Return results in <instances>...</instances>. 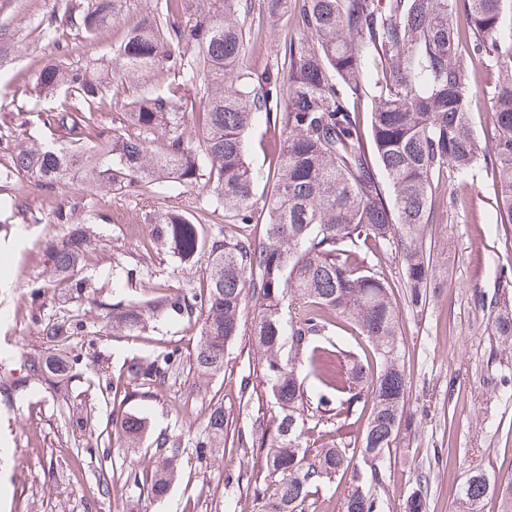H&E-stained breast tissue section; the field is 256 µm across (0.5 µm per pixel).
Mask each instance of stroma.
<instances>
[{"instance_id":"stroma-1","label":"stroma","mask_w":512,"mask_h":512,"mask_svg":"<svg viewBox=\"0 0 512 512\" xmlns=\"http://www.w3.org/2000/svg\"><path fill=\"white\" fill-rule=\"evenodd\" d=\"M163 0H122L117 21L87 40L77 30L46 39L42 31L62 0H0V114L27 112L36 107L29 91L45 65H76L88 59L105 63L126 30L143 16L159 10ZM244 26L263 44L249 53V70L262 71L274 60L275 49L295 31L289 23L270 28L250 14ZM453 198L445 201L428 236L434 255L435 279L424 309L400 301L402 360L409 386L408 404L414 422L386 460V478L378 490L386 512H401L400 504L416 487V473H425L428 493L425 512H459L458 491L474 467L495 475L512 473V350L498 351L491 317L476 300L512 298V224L496 221L497 190L485 164H477L468 179L455 181ZM95 208L107 214L94 225L96 245L87 253L85 272L92 290L136 296L127 287L125 270L139 262L148 233L144 215L152 201L144 197L98 198ZM55 219L42 193L26 187L18 206L0 208V370L25 376V361L48 355L30 319L32 308L46 315L66 316L67 306L52 294L32 298L28 283L45 276L44 250L55 239ZM203 260L185 261L167 248L144 263L150 282L181 288L196 287ZM196 331L175 320L157 322L142 337H70L80 361L69 383L70 401L57 399L44 386L32 383L0 396V512H259L246 487L232 477L246 467L239 448L197 461L194 437L203 426L212 398L224 404L235 425H250L253 414L271 413L270 397L262 386L241 393L242 377L258 374L261 357L247 337L227 349L223 375L203 382L190 394L183 378L152 399L134 400L130 411L146 417L151 431L181 435L185 463L168 495L155 500L114 480L107 496L94 495L98 473L107 461L128 460L147 468L143 450L79 448L66 415H77L79 394L87 381L103 382L119 373L125 361L145 357L159 346L192 351Z\"/></svg>"}]
</instances>
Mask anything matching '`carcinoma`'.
Returning <instances> with one entry per match:
<instances>
[{"instance_id": "1", "label": "carcinoma", "mask_w": 512, "mask_h": 512, "mask_svg": "<svg viewBox=\"0 0 512 512\" xmlns=\"http://www.w3.org/2000/svg\"><path fill=\"white\" fill-rule=\"evenodd\" d=\"M119 2L64 0L44 35L66 26L91 38L112 24ZM187 2L163 0L144 16L113 49L110 67L45 66L33 89L50 105L0 121V196L17 198L32 185L54 204L56 223L81 224L47 247L49 279L30 284L32 295L53 288L59 301L83 297L99 311L90 325L77 311L60 320L31 311L51 353L27 365L26 378L62 390L79 361L67 346L71 336H140L162 317L198 329L187 360L176 347H159L130 359L104 385L89 383L85 414L76 420L88 443L146 447L153 467L130 466L123 476L161 499L181 470V437L148 432L126 403L158 396L176 372L195 384L224 373L227 346L247 336L276 408L271 425L263 427L261 414L251 430L233 428L217 401L195 447L221 448L230 437L260 458L266 475L240 473L238 480H246L262 512H306L313 496H334L341 482L344 512H384L374 490L413 419L399 308L362 250L399 253L410 302L426 304L433 277L427 235L448 172L462 180L481 161L497 185V214L512 224V26H505L512 0H222L212 15L194 20ZM256 7L273 25L291 22L300 37L278 46L263 71L245 73L250 36L241 17ZM468 57L493 72L483 90L488 143L469 119ZM146 73L157 86H139ZM114 101L120 112L106 123L100 113ZM261 121L255 146L268 157L271 190L257 209V173L245 153L246 136ZM161 182L206 190L193 214L162 203L145 217L151 247L170 243L183 259L203 258L198 286L145 282L132 267L126 280L140 296L87 295L82 261L94 235L86 225L107 216L85 212L72 186L91 196H143ZM251 301L258 311L248 322ZM333 313L367 338L372 353L357 357L321 343ZM491 324L500 345L512 348V305L496 304ZM305 372L320 383L313 401ZM356 411L367 413L359 447L302 445L314 426L339 430ZM416 485L403 512H423L427 477L418 474ZM492 486L501 512H512V477L482 469L460 486L462 512H483Z\"/></svg>"}]
</instances>
